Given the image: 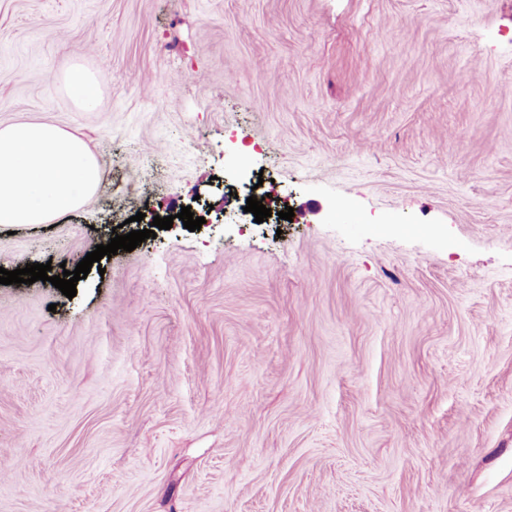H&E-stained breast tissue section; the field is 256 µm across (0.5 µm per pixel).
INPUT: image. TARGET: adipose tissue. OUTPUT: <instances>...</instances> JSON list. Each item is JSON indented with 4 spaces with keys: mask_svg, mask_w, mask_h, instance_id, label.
<instances>
[{
    "mask_svg": "<svg viewBox=\"0 0 512 512\" xmlns=\"http://www.w3.org/2000/svg\"><path fill=\"white\" fill-rule=\"evenodd\" d=\"M100 183L89 144L39 122L0 129V224H45L74 210Z\"/></svg>",
    "mask_w": 512,
    "mask_h": 512,
    "instance_id": "obj_1",
    "label": "adipose tissue"
}]
</instances>
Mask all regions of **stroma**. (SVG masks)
<instances>
[{
	"label": "stroma",
	"mask_w": 512,
	"mask_h": 512,
	"mask_svg": "<svg viewBox=\"0 0 512 512\" xmlns=\"http://www.w3.org/2000/svg\"><path fill=\"white\" fill-rule=\"evenodd\" d=\"M25 121L102 178L0 267L212 221L0 284V512H512V0H0ZM68 94L83 109L89 110L97 104L96 79L80 66L72 67L64 77Z\"/></svg>",
	"instance_id": "1"
}]
</instances>
